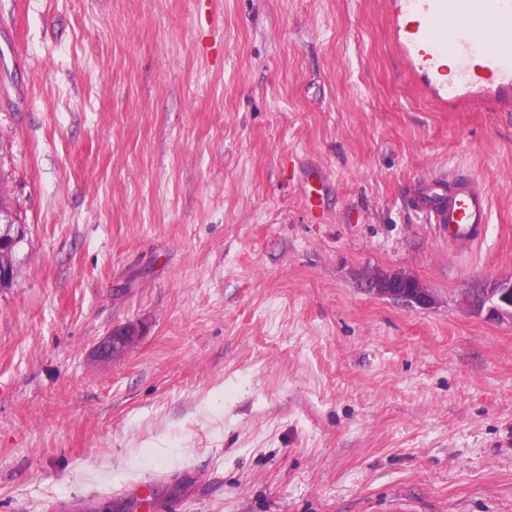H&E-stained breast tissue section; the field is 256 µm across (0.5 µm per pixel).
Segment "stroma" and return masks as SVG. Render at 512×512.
I'll list each match as a JSON object with an SVG mask.
<instances>
[{
	"label": "stroma",
	"mask_w": 512,
	"mask_h": 512,
	"mask_svg": "<svg viewBox=\"0 0 512 512\" xmlns=\"http://www.w3.org/2000/svg\"><path fill=\"white\" fill-rule=\"evenodd\" d=\"M0 85V512H512V314L464 303L512 278V112L417 97L384 0H0ZM439 168L474 250L407 202ZM411 209L426 224L448 235V246H473L488 224L491 202L473 179L434 174L423 180L411 196ZM25 227L26 225L19 224L14 216L12 218H3L0 215V281L3 282V284L0 282V288H8L13 284L14 280L10 279L13 278L17 270L15 255L18 246L25 238ZM23 234V238H20ZM18 238L20 239L13 251V244ZM364 288L376 296L404 299L406 302L426 308L433 298L415 277L401 272H374L364 280ZM141 334L137 323L113 328L94 345L92 356L99 362H110L123 357L136 344Z\"/></svg>",
	"instance_id": "stroma-1"
}]
</instances>
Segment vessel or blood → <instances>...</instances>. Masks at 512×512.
<instances>
[{"mask_svg": "<svg viewBox=\"0 0 512 512\" xmlns=\"http://www.w3.org/2000/svg\"><path fill=\"white\" fill-rule=\"evenodd\" d=\"M385 15L405 77L432 106L512 112V0H385ZM411 208L449 246L463 247L480 242L491 202L475 180L434 174L414 190Z\"/></svg>", "mask_w": 512, "mask_h": 512, "instance_id": "b4317fda", "label": "vessel or blood"}]
</instances>
